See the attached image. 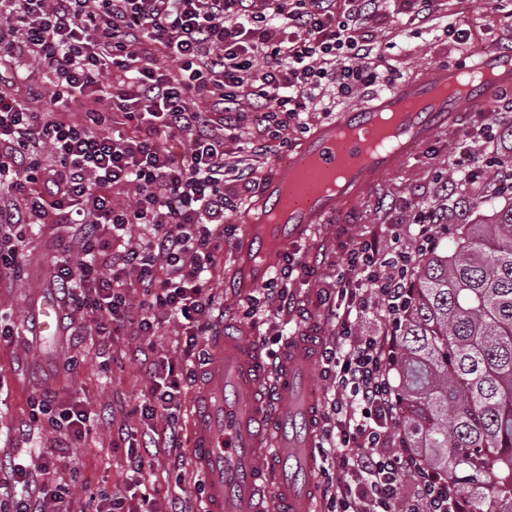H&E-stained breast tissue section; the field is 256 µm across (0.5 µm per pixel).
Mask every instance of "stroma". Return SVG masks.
Masks as SVG:
<instances>
[{
  "label": "stroma",
  "instance_id": "stroma-1",
  "mask_svg": "<svg viewBox=\"0 0 512 512\" xmlns=\"http://www.w3.org/2000/svg\"><path fill=\"white\" fill-rule=\"evenodd\" d=\"M437 24L434 29L408 20H392L377 14L365 23L364 31L372 35L377 48L383 49V81L402 82L421 70L462 59L477 57L479 46H487L512 34V16L494 9L491 0H437ZM472 22L467 42L448 39L446 23ZM501 113L498 128L499 154L503 167L487 170L478 182L466 186L463 202L449 201L442 191L439 175L448 174L456 155L460 133L477 130L481 118L464 113L455 128L441 130L437 139L423 147L416 158L401 165L382 179L374 196L359 204L355 213L340 224H324L315 232L304 250L316 273L309 282H295L298 295L313 307L311 316L293 312L284 318L273 311L259 312L256 320L242 316L244 296L232 286L230 269L237 231H225L224 254L218 261L214 277L213 306L223 310L224 321L252 330L261 340H271L282 330H295L314 324L322 341H330L336 332L337 319L320 298L331 287V261L341 259L352 241L374 238L380 252L394 255L410 245L406 232L408 216L417 204L426 202L440 207L446 222L434 233L433 249L442 252L457 239L463 225L479 220L480 212L470 204L471 198L490 194L491 183L502 170L512 169V113L505 101L495 102ZM27 274L17 281L0 282V324L11 328L10 337H0V466L16 461L37 466L42 455L49 453L60 438L46 415L32 416L31 403L50 383L61 381L65 387L57 408L80 400L98 416L94 428L74 441L59 465L55 479L70 486L73 512H84L91 498L113 494L125 488L127 479L124 443L119 442L120 426L142 430L137 408L147 400L151 378L133 360L135 340L124 334L112 336L74 335L62 328L56 340L46 341L35 331L34 315L38 301L55 287L47 271L63 253L71 239L66 227L42 224L23 230ZM75 359V369L59 376L57 369L67 359ZM143 484L152 494L159 512H171L174 500L197 512L204 488L195 475L194 465L176 471L168 451L156 454L144 472Z\"/></svg>",
  "mask_w": 512,
  "mask_h": 512
}]
</instances>
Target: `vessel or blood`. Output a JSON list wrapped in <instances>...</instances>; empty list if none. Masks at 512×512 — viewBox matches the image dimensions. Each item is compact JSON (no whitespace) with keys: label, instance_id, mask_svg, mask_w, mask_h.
Masks as SVG:
<instances>
[{"label":"vessel or blood","instance_id":"b4317fda","mask_svg":"<svg viewBox=\"0 0 512 512\" xmlns=\"http://www.w3.org/2000/svg\"><path fill=\"white\" fill-rule=\"evenodd\" d=\"M469 78L468 88L445 95L449 77ZM512 88V49L488 46L480 56L429 68L402 84L375 92L357 109L341 113L336 123L362 131L374 125L378 113H399L394 136L396 153L379 152L361 162L362 141L331 144L328 124H320L290 150L287 164L304 172L293 192L279 186L280 172L271 169L249 201L246 215L277 204L288 220L260 234L244 231L234 248L233 283L249 293L279 269L285 252L306 241L322 224L342 221L347 210L372 193L379 181L400 161L416 154L444 127L459 120L458 107L486 109L502 90ZM347 162L351 177L335 196H325L320 185L321 166ZM35 325L40 336L60 331L59 301L45 295ZM318 347L310 333L289 338L277 371H270L258 338L244 340L230 334L211 337L205 399L196 412L192 448L207 484L203 512H262L269 486H276L286 512H313L312 487L319 449L314 408L316 391L307 380Z\"/></svg>","mask_w":512,"mask_h":512}]
</instances>
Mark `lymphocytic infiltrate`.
Returning <instances> with one entry per match:
<instances>
[{
    "instance_id": "1",
    "label": "lymphocytic infiltrate",
    "mask_w": 512,
    "mask_h": 512,
    "mask_svg": "<svg viewBox=\"0 0 512 512\" xmlns=\"http://www.w3.org/2000/svg\"><path fill=\"white\" fill-rule=\"evenodd\" d=\"M383 10L400 15L399 0H0V281L23 275L22 228L69 225L77 256L50 272L66 290L68 319H90L102 336H152L174 319L194 350L218 320L207 290L224 253V218L236 207L224 182L247 178L226 161L225 141H246L257 156L277 152L289 127L304 129L305 112L319 110L327 86L346 97L376 84L384 57L360 27ZM42 72L49 88L38 83ZM20 79L31 102L12 93ZM61 106L74 121L56 119ZM116 110L128 132L116 129ZM126 185L135 186L134 201L113 204V189ZM437 222L433 208H414L412 249L384 258L360 239L336 270L338 327L322 350L333 397L319 435L336 470L323 490L328 512H466L450 478L393 445L402 415L391 377L395 338ZM133 226L136 246L126 237ZM313 274L304 252L285 254L246 316L263 302L291 311L289 282ZM374 300L384 327L357 335ZM135 357L153 380L140 418L165 422L154 447H182L193 363L179 373L147 349ZM59 393L50 387L32 402L66 438L38 475L15 469V512H71L69 491L52 474L93 421L79 402L53 412Z\"/></svg>"
}]
</instances>
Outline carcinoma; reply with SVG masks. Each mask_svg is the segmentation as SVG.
<instances>
[{"label": "carcinoma", "mask_w": 512, "mask_h": 512, "mask_svg": "<svg viewBox=\"0 0 512 512\" xmlns=\"http://www.w3.org/2000/svg\"><path fill=\"white\" fill-rule=\"evenodd\" d=\"M396 367L406 447L469 512H512V197L421 259Z\"/></svg>", "instance_id": "obj_1"}]
</instances>
